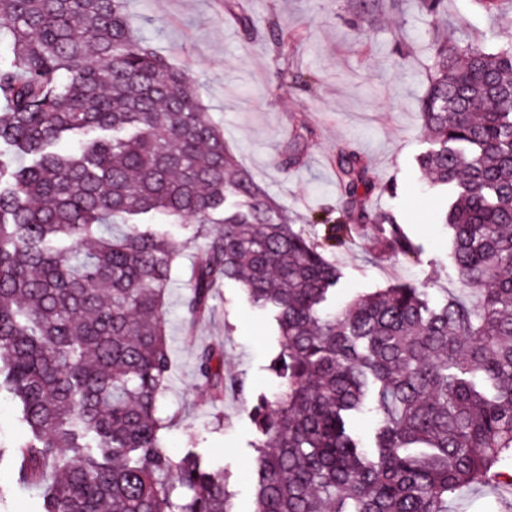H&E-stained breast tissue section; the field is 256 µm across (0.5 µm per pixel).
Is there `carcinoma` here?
<instances>
[{"instance_id":"1","label":"carcinoma","mask_w":512,"mask_h":512,"mask_svg":"<svg viewBox=\"0 0 512 512\" xmlns=\"http://www.w3.org/2000/svg\"><path fill=\"white\" fill-rule=\"evenodd\" d=\"M431 22L447 0H419ZM125 0H0V391L26 439L8 456L40 512H231L224 469L163 444L172 379L166 308L191 221L182 307L232 283L278 326L277 391L260 436L255 512H450L464 488H512V46L435 40L418 103L429 186L473 301L400 284L330 302L327 253L359 236L415 258L354 151L336 158L339 215L307 236L225 147L197 83L134 37ZM221 212V226L212 227ZM221 399L223 354L195 356ZM375 418L363 437L352 418Z\"/></svg>"}]
</instances>
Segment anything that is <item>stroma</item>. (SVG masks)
Masks as SVG:
<instances>
[{
    "label": "stroma",
    "instance_id": "obj_1",
    "mask_svg": "<svg viewBox=\"0 0 512 512\" xmlns=\"http://www.w3.org/2000/svg\"><path fill=\"white\" fill-rule=\"evenodd\" d=\"M244 2L255 21L250 35L238 25L235 0H126V13L138 36L198 82L228 149L298 227L315 232L311 217L338 206L334 161L342 147L359 151L378 182L396 183L373 204L399 217L418 257L381 256L352 242L333 257L343 272L334 304L402 283L426 285L436 301L459 293L439 196L416 163L429 146L417 102L431 56L417 0ZM270 17L294 37L288 56L266 45ZM439 34L490 48L512 44V0H499L491 14L481 0H448ZM213 306L190 330L177 305L168 307L174 367L159 408L164 444L170 455L191 447L222 466L232 512H253L257 435L249 408L276 388L268 365L278 336L271 315L236 285L217 288ZM212 343L224 348L225 376L243 382L220 401L194 369L198 348Z\"/></svg>",
    "mask_w": 512,
    "mask_h": 512
}]
</instances>
